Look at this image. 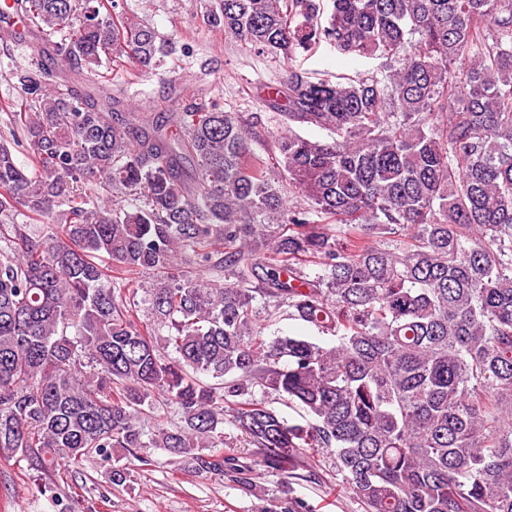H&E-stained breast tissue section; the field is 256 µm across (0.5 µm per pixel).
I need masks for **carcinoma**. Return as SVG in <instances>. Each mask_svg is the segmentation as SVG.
<instances>
[{
	"label": "carcinoma",
	"mask_w": 512,
	"mask_h": 512,
	"mask_svg": "<svg viewBox=\"0 0 512 512\" xmlns=\"http://www.w3.org/2000/svg\"><path fill=\"white\" fill-rule=\"evenodd\" d=\"M117 7H12L56 66L15 73L0 133V454L161 448L248 489L228 425L268 472L329 454L364 512H512V0H211L284 66L265 155L172 79L169 114L73 86L175 51ZM322 45L379 65L314 79ZM159 397L179 422L147 431Z\"/></svg>",
	"instance_id": "1"
}]
</instances>
